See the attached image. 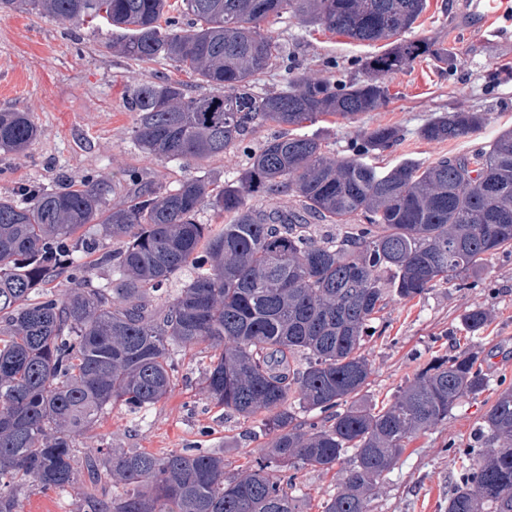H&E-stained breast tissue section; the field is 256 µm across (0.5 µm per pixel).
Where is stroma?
Listing matches in <instances>:
<instances>
[{
    "instance_id": "35a3bbf8",
    "label": "stroma",
    "mask_w": 512,
    "mask_h": 512,
    "mask_svg": "<svg viewBox=\"0 0 512 512\" xmlns=\"http://www.w3.org/2000/svg\"><path fill=\"white\" fill-rule=\"evenodd\" d=\"M266 28L296 67L315 78L366 80L359 61L381 49L286 16L270 18ZM109 36L105 27L0 13V111L29 113L40 129L24 153L0 152V197L24 187L77 186L91 176L117 206L134 192L173 188L191 176L221 183L245 167L247 156L237 148L198 163L162 161L143 152L133 138L135 115L126 108V90L157 76L179 80L183 74L165 61L137 62L103 51ZM406 37L447 48V63L423 56L410 68L385 76L389 100L379 110L351 122L327 117L310 126L327 156L348 157L361 134L379 125L402 133L400 141L376 157L381 167L406 158L430 163L471 155L489 146L500 130L512 128V38L501 40L475 29L468 0H427L426 11ZM460 110L485 113L484 127L452 141L420 136V128L434 116ZM476 307L486 309L490 318L473 335L464 330L462 318ZM372 327L365 354L372 368L369 397L377 405L390 403L435 355L469 349L490 378L483 393L463 398L446 421L406 441L369 504L370 512H448V498L469 462L462 449H485L482 416L502 389L512 387V253H498L479 275L434 288L424 297L388 298ZM176 354L180 373L164 399L136 411L121 404L109 407L78 438V448L158 454L203 448L223 454L227 473L248 466L269 436L259 423L210 402L202 385L211 355L206 344ZM338 479L334 471H299L303 512H321Z\"/></svg>"
}]
</instances>
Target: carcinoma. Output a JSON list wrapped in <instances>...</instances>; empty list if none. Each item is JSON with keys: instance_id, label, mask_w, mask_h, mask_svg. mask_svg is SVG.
Segmentation results:
<instances>
[{"instance_id": "cac0c4a2", "label": "carcinoma", "mask_w": 512, "mask_h": 512, "mask_svg": "<svg viewBox=\"0 0 512 512\" xmlns=\"http://www.w3.org/2000/svg\"><path fill=\"white\" fill-rule=\"evenodd\" d=\"M426 0H0V11L111 28L105 48L135 61L164 60L214 89L193 96L168 77L130 89L133 136L162 160L203 161L236 147L259 126L305 127L323 117L375 112L389 99L378 76L448 50L403 35ZM291 14L358 42H386L361 61L362 82L288 72L284 88L259 93L261 77L285 63L265 29ZM483 112L430 120L420 135L467 137ZM39 136L25 112H0V150L21 154ZM398 131L363 132L336 160L313 135L284 133L250 153L236 179L202 176L173 189L137 192L116 207L89 182L0 197V512L22 494L81 489L93 512H303L297 473L342 467L322 512H368L411 435L436 427L488 374L468 351L436 355L381 409L367 400L364 353L370 324L390 295L414 299L478 271L512 247V129L486 150L428 165L407 159L382 171L366 161ZM289 193L288 210L246 206L248 197ZM231 217L218 230L205 210ZM345 224L339 241L319 242L308 218ZM102 224L117 248L80 233ZM97 255L86 263L82 257ZM111 279L92 286V272ZM185 269L173 297L163 286ZM63 278V294L53 290ZM482 308L462 319L470 333ZM213 350L203 383L215 405L244 419L266 414L270 448L241 473L198 448L156 454L76 449V437L104 410H137L172 389L174 349ZM305 358L303 367L297 366ZM488 449L466 468L448 512H512V388L483 418ZM123 487L101 494V480Z\"/></svg>"}]
</instances>
